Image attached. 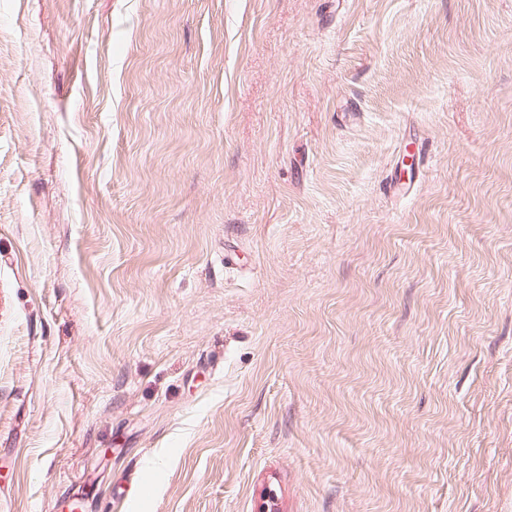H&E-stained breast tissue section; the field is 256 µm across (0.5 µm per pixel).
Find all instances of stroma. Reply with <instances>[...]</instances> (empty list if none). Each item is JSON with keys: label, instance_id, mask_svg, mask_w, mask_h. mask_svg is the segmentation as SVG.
Instances as JSON below:
<instances>
[{"label": "stroma", "instance_id": "35a3bbf8", "mask_svg": "<svg viewBox=\"0 0 512 512\" xmlns=\"http://www.w3.org/2000/svg\"><path fill=\"white\" fill-rule=\"evenodd\" d=\"M512 512V0H0V512Z\"/></svg>", "mask_w": 512, "mask_h": 512}]
</instances>
